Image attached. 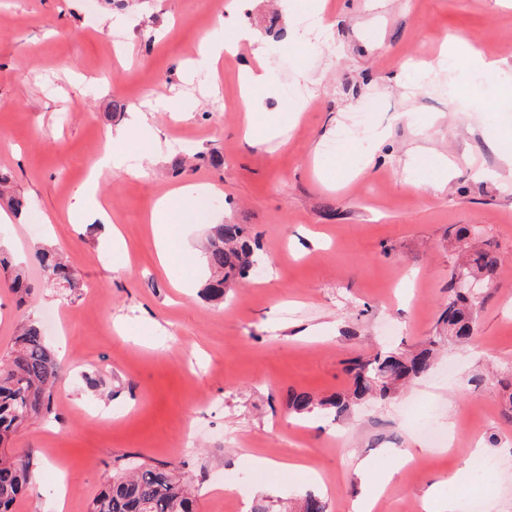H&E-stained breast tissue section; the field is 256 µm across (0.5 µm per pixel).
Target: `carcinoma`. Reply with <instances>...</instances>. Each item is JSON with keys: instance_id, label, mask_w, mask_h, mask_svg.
Masks as SVG:
<instances>
[{"instance_id": "obj_1", "label": "carcinoma", "mask_w": 512, "mask_h": 512, "mask_svg": "<svg viewBox=\"0 0 512 512\" xmlns=\"http://www.w3.org/2000/svg\"><path fill=\"white\" fill-rule=\"evenodd\" d=\"M0 199L15 214L27 209L24 197L11 190L10 176L0 171ZM257 244L238 224H217L206 251L213 276L207 290L216 299L224 298V288L249 275L258 264ZM45 280L59 288L76 292L80 283L60 254L48 248L36 252ZM501 265L499 254L490 247L472 248L464 265L452 273L448 288V307L441 323L448 329V340L464 346L473 335V313L478 301L455 287L458 276L481 274L491 279ZM10 288L23 301L32 291L25 272L14 269ZM441 337L431 336L414 352L384 351L367 360H355L348 368L352 375L349 392L315 400L308 392H293L288 407L295 412L319 409L336 415L351 405L374 399L392 398L400 384L430 369L435 347ZM61 362L46 344L40 327L29 322L15 338V347L0 358V447L7 446L14 435L29 422L52 413V389L61 378ZM33 465L30 454L14 450L0 453V512H13L17 500L32 490ZM304 512H327L325 500L308 493L301 502ZM90 512H194L191 488L174 474L169 463H142L129 473L112 477L93 499Z\"/></svg>"}]
</instances>
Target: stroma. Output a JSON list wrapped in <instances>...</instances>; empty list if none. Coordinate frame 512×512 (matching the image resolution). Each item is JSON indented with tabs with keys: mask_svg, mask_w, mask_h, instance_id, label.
<instances>
[{
	"mask_svg": "<svg viewBox=\"0 0 512 512\" xmlns=\"http://www.w3.org/2000/svg\"><path fill=\"white\" fill-rule=\"evenodd\" d=\"M226 0H0V170L42 219L0 223V241L34 287L25 304L0 271V358L20 323L38 321L62 359L53 412L13 439L31 452L39 482L15 512H89L112 476L135 461L168 462L193 488L198 512H252L257 502L296 506L309 491L328 512H422L432 483L455 499L477 493L482 512H512V96L503 81L467 88L444 70L428 85L417 66L459 36L512 67V7L504 0H249L260 55L242 46L210 71L181 61L223 36ZM325 13L326 38L301 48L307 16ZM264 62L269 86L254 98L289 123L268 142L245 140V66ZM155 114L137 174L98 170L99 140ZM484 101L469 111V99ZM372 106L376 127L328 152L338 130ZM428 124L420 140L417 128ZM190 142L181 152V142ZM183 157L181 174L171 165ZM94 182L104 212L72 220L76 191ZM214 185L216 203L191 204L172 239L208 238L216 224L257 234L260 279L207 296L202 255L161 268L150 215L171 188ZM120 227L125 253L113 252ZM491 245L501 265L474 311L464 348L440 347L435 368L387 402L306 417L290 392H346L345 368L380 351H410L441 330L458 266L456 228ZM51 246L82 285H48L32 256ZM434 416L452 447L422 432ZM499 461L492 483L453 479L473 443ZM409 449L417 469L386 487L353 481L351 456ZM272 465L254 477L250 457ZM281 461L289 470L278 469ZM237 484H228V477Z\"/></svg>",
	"mask_w": 512,
	"mask_h": 512,
	"instance_id": "35a3bbf8",
	"label": "stroma"
}]
</instances>
